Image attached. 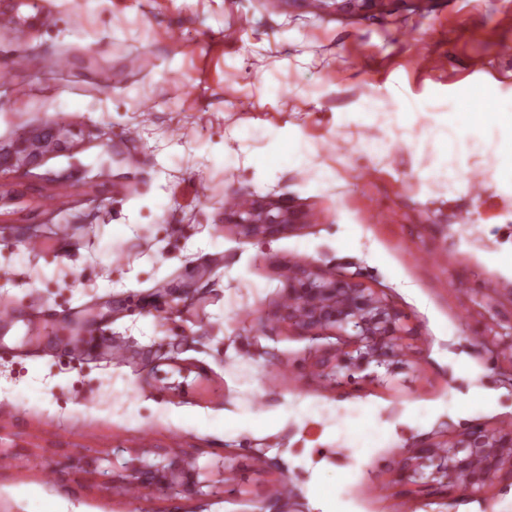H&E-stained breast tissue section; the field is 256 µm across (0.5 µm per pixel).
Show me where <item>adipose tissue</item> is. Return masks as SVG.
<instances>
[{
	"label": "adipose tissue",
	"mask_w": 512,
	"mask_h": 512,
	"mask_svg": "<svg viewBox=\"0 0 512 512\" xmlns=\"http://www.w3.org/2000/svg\"><path fill=\"white\" fill-rule=\"evenodd\" d=\"M432 132L437 156L425 179L456 183L471 171L470 158L478 153L485 138L493 140V172L498 184L512 191V110L494 104L481 112L469 111L460 98L449 109L433 115Z\"/></svg>",
	"instance_id": "1"
}]
</instances>
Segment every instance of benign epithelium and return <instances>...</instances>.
Here are the masks:
<instances>
[{"instance_id": "benign-epithelium-1", "label": "benign epithelium", "mask_w": 512, "mask_h": 512, "mask_svg": "<svg viewBox=\"0 0 512 512\" xmlns=\"http://www.w3.org/2000/svg\"><path fill=\"white\" fill-rule=\"evenodd\" d=\"M238 223L263 233L274 225H286L285 212L255 203L243 211ZM290 301L281 319L303 330L332 329L343 346L316 364L317 377L336 383L374 382L378 370L392 374L408 368L415 353V332L405 316L361 282L300 269L289 280ZM480 459L482 466L471 465ZM512 472V433L484 425L445 440L410 448L398 461L388 483L401 489L402 497L417 499L431 491L484 490L501 471ZM189 474L184 460L170 459L162 469L133 463L126 480H175Z\"/></svg>"}]
</instances>
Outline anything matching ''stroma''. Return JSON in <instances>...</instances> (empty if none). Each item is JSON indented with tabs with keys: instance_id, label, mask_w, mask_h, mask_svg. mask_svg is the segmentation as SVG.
Wrapping results in <instances>:
<instances>
[{
	"instance_id": "stroma-1",
	"label": "stroma",
	"mask_w": 512,
	"mask_h": 512,
	"mask_svg": "<svg viewBox=\"0 0 512 512\" xmlns=\"http://www.w3.org/2000/svg\"><path fill=\"white\" fill-rule=\"evenodd\" d=\"M1 10L20 21L0 30V304L14 308L0 320V512L36 498L55 512H512L505 474L416 501L387 484L407 449L512 429V271L491 261L512 249V192L487 158L471 181L423 179L443 102L512 106V0ZM371 108L407 118L353 121ZM59 122L65 143L17 165V146ZM282 131L309 163L249 166ZM243 197L291 224L225 223ZM301 266L386 297L416 332L411 367L318 380L335 332L280 319ZM361 414L366 444L348 434ZM171 456L190 479L122 495L130 463Z\"/></svg>"
}]
</instances>
